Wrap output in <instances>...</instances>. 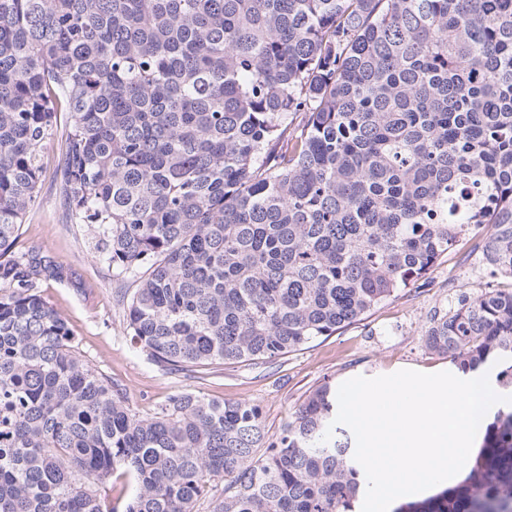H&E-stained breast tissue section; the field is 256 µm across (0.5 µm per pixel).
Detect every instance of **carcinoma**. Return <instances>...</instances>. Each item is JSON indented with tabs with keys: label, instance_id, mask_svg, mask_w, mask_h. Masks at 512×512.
I'll use <instances>...</instances> for the list:
<instances>
[{
	"label": "carcinoma",
	"instance_id": "obj_1",
	"mask_svg": "<svg viewBox=\"0 0 512 512\" xmlns=\"http://www.w3.org/2000/svg\"><path fill=\"white\" fill-rule=\"evenodd\" d=\"M67 116L58 192L161 370L272 362L424 277L471 225L512 280V0H0V512H354L336 384L278 435L191 391L139 416L20 228ZM425 348L512 389V288L460 295ZM395 512H512V409L465 479ZM107 492L102 498L104 511H111L115 507L118 512L124 510V505L133 497L135 486L129 476L117 471L107 484Z\"/></svg>",
	"mask_w": 512,
	"mask_h": 512
}]
</instances>
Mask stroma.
Returning a JSON list of instances; mask_svg holds the SVG:
<instances>
[{
    "mask_svg": "<svg viewBox=\"0 0 512 512\" xmlns=\"http://www.w3.org/2000/svg\"><path fill=\"white\" fill-rule=\"evenodd\" d=\"M64 128H57L41 154V192L23 225L22 241L51 252L57 263L80 271L82 288L43 281V297L64 317L90 366L123 388L140 416H152L174 392L189 389L215 400L255 403L269 433L278 434L296 407L324 379L376 377L401 369L426 373L450 370L448 358L430 353L421 338L435 313L447 311L460 292L473 296L511 285L492 274L474 245L487 234L475 228L445 252L415 285L378 306L365 320L270 364L239 363L197 373H167L135 348L125 329L120 289L130 280L113 274L94 256L95 239L86 227L67 221L56 190Z\"/></svg>",
    "mask_w": 512,
    "mask_h": 512,
    "instance_id": "stroma-1",
    "label": "stroma"
}]
</instances>
